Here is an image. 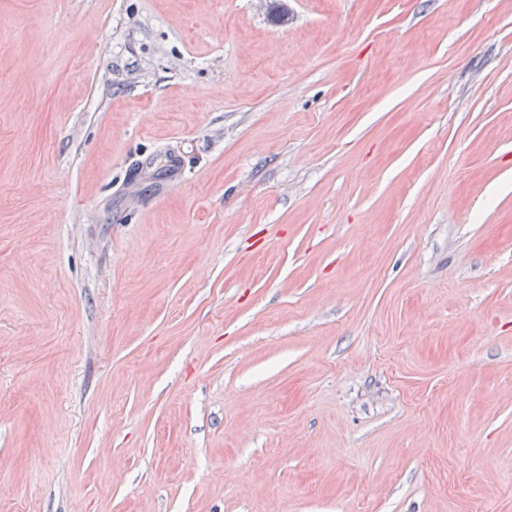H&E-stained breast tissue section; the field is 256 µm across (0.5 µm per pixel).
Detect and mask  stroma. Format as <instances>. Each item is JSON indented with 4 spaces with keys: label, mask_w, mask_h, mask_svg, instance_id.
I'll return each mask as SVG.
<instances>
[{
    "label": "stroma",
    "mask_w": 512,
    "mask_h": 512,
    "mask_svg": "<svg viewBox=\"0 0 512 512\" xmlns=\"http://www.w3.org/2000/svg\"><path fill=\"white\" fill-rule=\"evenodd\" d=\"M0 512H512V0H0Z\"/></svg>",
    "instance_id": "obj_1"
}]
</instances>
